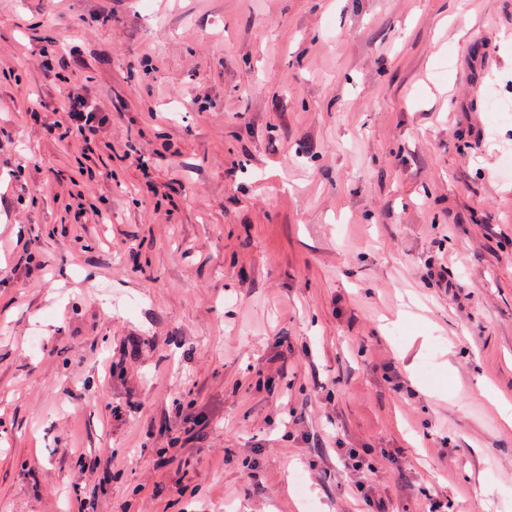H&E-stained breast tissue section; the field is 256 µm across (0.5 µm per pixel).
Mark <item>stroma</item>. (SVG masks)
I'll return each mask as SVG.
<instances>
[{"label":"stroma","instance_id":"stroma-1","mask_svg":"<svg viewBox=\"0 0 512 512\" xmlns=\"http://www.w3.org/2000/svg\"><path fill=\"white\" fill-rule=\"evenodd\" d=\"M141 2L0 0V512H512V0ZM59 105L52 112H31L42 114L43 124L49 131L66 126L70 135L82 143L85 162L82 164L81 177L71 179L74 191H69L68 209L80 217L81 224L106 223V210L92 202L93 197L87 192V181L96 177L92 167L99 151L112 152V143L107 140L106 128L111 121L109 112H103L98 95L85 84H77L70 79L62 80L59 88ZM41 115L39 118L41 120ZM91 217V219L89 218ZM342 443H337L336 447L340 450L338 457L344 468L356 472L358 474H365L372 470V463L367 458L371 455L369 448H342Z\"/></svg>","mask_w":512,"mask_h":512}]
</instances>
